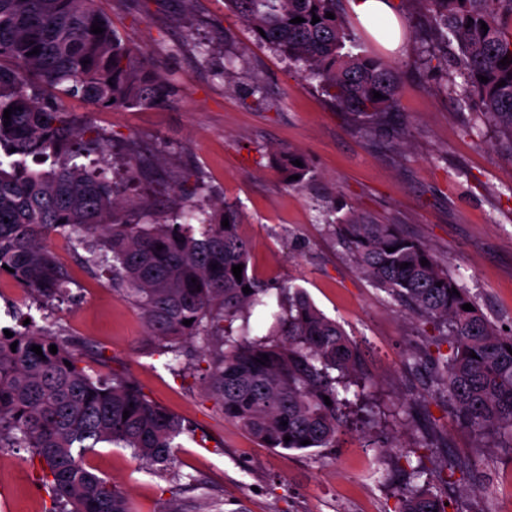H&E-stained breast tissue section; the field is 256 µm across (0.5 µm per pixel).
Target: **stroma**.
Segmentation results:
<instances>
[{
	"instance_id": "stroma-1",
	"label": "stroma",
	"mask_w": 512,
	"mask_h": 512,
	"mask_svg": "<svg viewBox=\"0 0 512 512\" xmlns=\"http://www.w3.org/2000/svg\"><path fill=\"white\" fill-rule=\"evenodd\" d=\"M403 29L396 50L366 38L402 72L399 115L383 126L336 110L318 87L224 8V0H97L98 9L177 95L166 105L100 109L72 99L79 121L106 132L111 153L129 142L168 146L146 183L127 188L132 212L160 211L179 181L198 172L211 201L239 212L251 244L250 268L271 286L304 288L355 342L371 421L352 427L333 448L286 451L263 447L228 421L201 373L176 368L148 335L141 310L91 271L74 249L68 300L44 303L0 278V329L47 330L75 346L93 377L134 379L142 391L181 418L187 430L176 459L160 470L131 449L109 444L86 462L119 486L135 512H157L175 486L183 500L223 512H398L404 459L438 477L448 512H512V448L471 432L435 396L430 353L434 330L405 310L357 268L351 250L320 213L395 224L464 283L497 328L512 330V158L503 155L494 123L474 122L471 104L453 92L455 66L431 69L424 50L431 20L417 0H394ZM208 44L210 61L196 53ZM234 82L226 84L225 57ZM265 85L266 98L246 95ZM296 150L314 176L286 186L279 153ZM37 461L23 448H0V512H48L51 491L36 479ZM390 480H383V473Z\"/></svg>"
}]
</instances>
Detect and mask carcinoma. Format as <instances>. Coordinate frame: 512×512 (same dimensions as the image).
Listing matches in <instances>:
<instances>
[{"label": "carcinoma", "instance_id": "obj_1", "mask_svg": "<svg viewBox=\"0 0 512 512\" xmlns=\"http://www.w3.org/2000/svg\"><path fill=\"white\" fill-rule=\"evenodd\" d=\"M417 2L436 24L424 64L441 66L444 47L457 44L459 96L494 122L512 157V63L500 65L505 57L512 60V0ZM224 4L252 31L262 29L261 40L318 81L336 108L377 124L396 111L399 68L360 50L340 17H326L336 12V0ZM314 15L320 18L315 24ZM296 17L304 22L291 23ZM95 23L102 33L91 32ZM35 48L39 53L30 54ZM502 80L506 85L496 87ZM376 92L382 98H373ZM174 93L175 86L123 39L96 0H0V276L47 303L62 298L71 273L47 239L67 237L88 252L90 268L108 272L109 285L142 310L148 335L163 343L177 366L205 372L225 419L267 448H334L347 423L345 409L363 401L370 386L359 376L358 355L343 328L301 289L280 287V311L266 333L233 335V323L270 291L249 275L250 245L238 233L237 209L224 202L208 208L188 203L206 190L197 176L165 213L140 222L124 210L122 184L108 177L105 158H91L104 152L108 138L65 108L73 98L104 109L139 108ZM9 107L14 111L6 120ZM27 157H43L49 168L32 169ZM154 158L153 146L131 143L127 180L146 176ZM296 159L303 166L292 164ZM280 171L285 179L299 176L287 182L290 187L313 176L297 151L281 156ZM337 227L362 274L448 339L450 351L437 352L433 362L435 393L448 399L472 432L493 434L512 447V335L501 334L468 288L396 225L349 218ZM403 263L408 267L400 268ZM238 264L239 280L232 271ZM245 286L252 292L244 293ZM466 303L474 310H463ZM193 342L202 343L195 352L187 349ZM34 345L43 356L31 351ZM183 432L181 420L152 403L132 379H93L73 349L50 334L24 330L8 338L0 331V448H26L38 460L40 480L52 492L49 512H132L124 493L86 465V454L107 443L166 467L174 463L175 439ZM399 471L408 487L399 512H447L421 466Z\"/></svg>", "mask_w": 512, "mask_h": 512}]
</instances>
